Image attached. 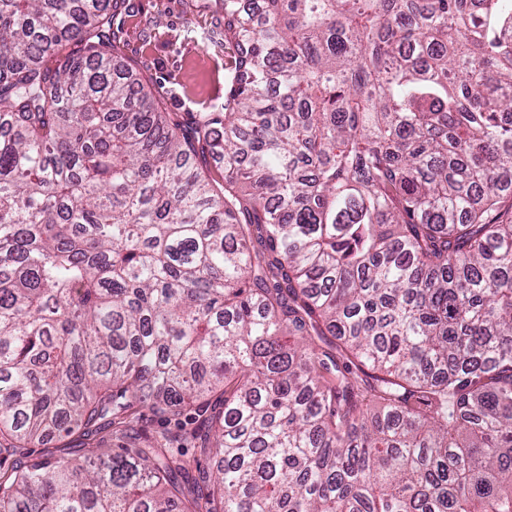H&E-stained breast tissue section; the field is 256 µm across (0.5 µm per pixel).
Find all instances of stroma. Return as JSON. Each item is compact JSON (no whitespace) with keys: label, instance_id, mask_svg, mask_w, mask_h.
I'll return each mask as SVG.
<instances>
[{"label":"stroma","instance_id":"1","mask_svg":"<svg viewBox=\"0 0 512 512\" xmlns=\"http://www.w3.org/2000/svg\"><path fill=\"white\" fill-rule=\"evenodd\" d=\"M122 52L176 119L224 101V17L205 0H126Z\"/></svg>","mask_w":512,"mask_h":512}]
</instances>
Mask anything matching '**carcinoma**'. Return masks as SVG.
Returning a JSON list of instances; mask_svg holds the SVG:
<instances>
[{"label": "carcinoma", "mask_w": 512, "mask_h": 512, "mask_svg": "<svg viewBox=\"0 0 512 512\" xmlns=\"http://www.w3.org/2000/svg\"><path fill=\"white\" fill-rule=\"evenodd\" d=\"M216 2L174 122L124 0H0V512H512V0Z\"/></svg>", "instance_id": "1"}]
</instances>
